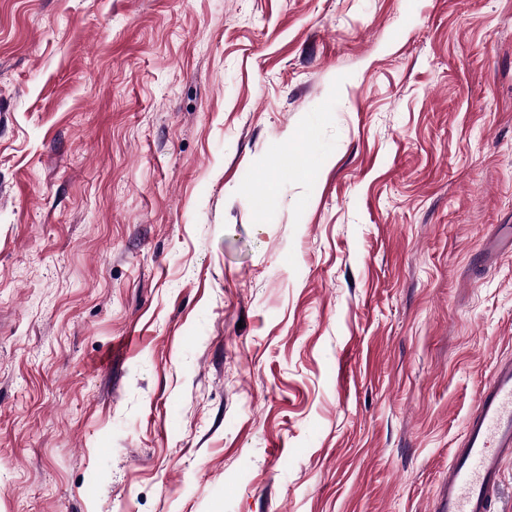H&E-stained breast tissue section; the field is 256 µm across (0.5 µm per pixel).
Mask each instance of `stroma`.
<instances>
[{"label": "stroma", "mask_w": 512, "mask_h": 512, "mask_svg": "<svg viewBox=\"0 0 512 512\" xmlns=\"http://www.w3.org/2000/svg\"><path fill=\"white\" fill-rule=\"evenodd\" d=\"M509 358L512 0H0V512H436Z\"/></svg>", "instance_id": "stroma-1"}]
</instances>
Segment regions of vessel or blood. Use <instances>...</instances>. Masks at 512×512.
I'll return each mask as SVG.
<instances>
[{
	"label": "vessel or blood",
	"mask_w": 512,
	"mask_h": 512,
	"mask_svg": "<svg viewBox=\"0 0 512 512\" xmlns=\"http://www.w3.org/2000/svg\"><path fill=\"white\" fill-rule=\"evenodd\" d=\"M512 455V362H502L480 388L464 437L448 466L438 512H489Z\"/></svg>",
	"instance_id": "obj_1"
}]
</instances>
